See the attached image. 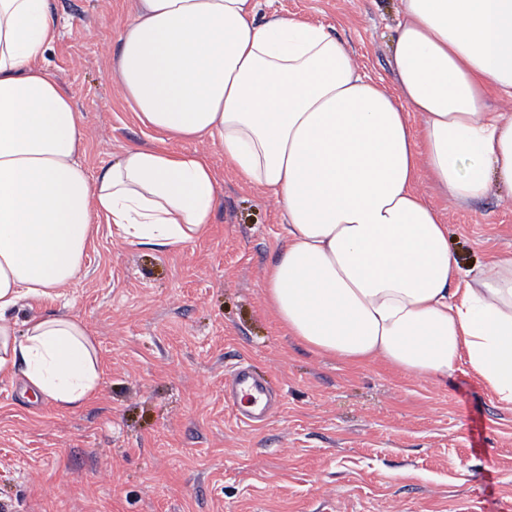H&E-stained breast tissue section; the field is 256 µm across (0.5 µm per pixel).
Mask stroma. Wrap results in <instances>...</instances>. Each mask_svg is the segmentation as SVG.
<instances>
[{
	"instance_id": "obj_1",
	"label": "stroma",
	"mask_w": 512,
	"mask_h": 512,
	"mask_svg": "<svg viewBox=\"0 0 512 512\" xmlns=\"http://www.w3.org/2000/svg\"><path fill=\"white\" fill-rule=\"evenodd\" d=\"M46 65L89 129V173L154 143L121 98L111 61L134 0H53ZM399 0H267L265 13L321 23L392 87ZM219 195L207 237L131 246L100 224L66 300L30 299L18 321L67 314L93 336L101 380L77 407L0 380V504L12 512H512V408L468 366L436 379L349 365L278 324L263 278L283 236L274 198L208 142ZM468 269L512 257V204L465 209L421 182ZM245 363L280 402L255 426L224 402Z\"/></svg>"
}]
</instances>
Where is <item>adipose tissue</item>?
<instances>
[{
	"label": "adipose tissue",
	"instance_id": "1",
	"mask_svg": "<svg viewBox=\"0 0 512 512\" xmlns=\"http://www.w3.org/2000/svg\"><path fill=\"white\" fill-rule=\"evenodd\" d=\"M50 0H0V378L65 406L99 383L69 315L17 325L23 300L80 277L99 221L130 245L178 248L211 222L218 181L197 153L126 148L90 175L88 127L46 68ZM113 74L138 121L218 144L280 205L285 244L264 275L289 335L346 363L445 377L459 364L512 406V257L461 272L443 214L512 199V0H400L394 90L327 27L261 0H135Z\"/></svg>",
	"mask_w": 512,
	"mask_h": 512
}]
</instances>
